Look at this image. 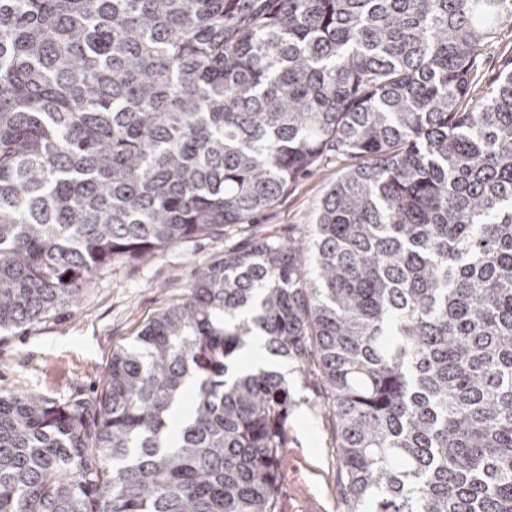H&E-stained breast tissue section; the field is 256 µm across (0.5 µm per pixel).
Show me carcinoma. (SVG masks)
I'll use <instances>...</instances> for the list:
<instances>
[{
	"instance_id": "carcinoma-1",
	"label": "carcinoma",
	"mask_w": 512,
	"mask_h": 512,
	"mask_svg": "<svg viewBox=\"0 0 512 512\" xmlns=\"http://www.w3.org/2000/svg\"><path fill=\"white\" fill-rule=\"evenodd\" d=\"M512 0H0V327L358 158L200 268L99 396L0 392V512H281L317 367L346 512H512ZM512 58V29L506 26L502 29L498 42L487 51L480 61V71L483 76H490L492 73L504 68Z\"/></svg>"
}]
</instances>
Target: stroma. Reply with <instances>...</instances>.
Returning <instances> with one entry per match:
<instances>
[{
    "instance_id": "35a3bbf8",
    "label": "stroma",
    "mask_w": 512,
    "mask_h": 512,
    "mask_svg": "<svg viewBox=\"0 0 512 512\" xmlns=\"http://www.w3.org/2000/svg\"><path fill=\"white\" fill-rule=\"evenodd\" d=\"M354 165L327 159L253 222L224 225L145 262L115 263L79 282L72 301L38 322L0 329V391L99 395L113 351L131 344L151 317L179 298L197 269L249 235L306 234L328 189ZM283 373L292 406L278 479L282 512H343L334 423L322 408V389L291 363Z\"/></svg>"
}]
</instances>
